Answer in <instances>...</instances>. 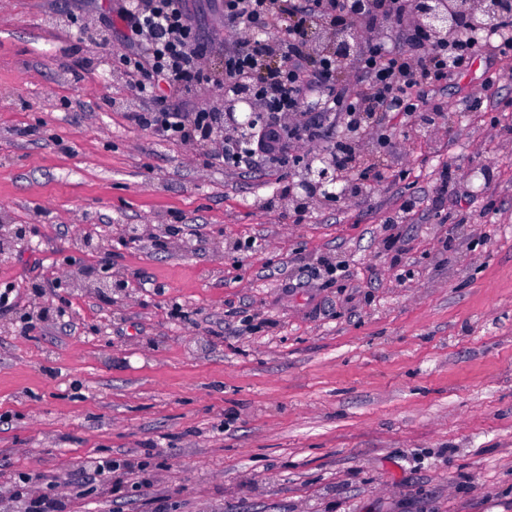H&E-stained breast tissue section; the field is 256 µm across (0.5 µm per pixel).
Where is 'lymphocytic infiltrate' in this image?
<instances>
[{"mask_svg":"<svg viewBox=\"0 0 512 512\" xmlns=\"http://www.w3.org/2000/svg\"><path fill=\"white\" fill-rule=\"evenodd\" d=\"M412 2L224 0V26L240 38L225 48L224 69L216 73L184 0H123L115 15L127 28L131 50L120 62L132 73L130 90L138 98L185 97L214 85L230 97L245 92L254 98L271 123L246 146L225 138L223 151L237 165L273 152L282 136L316 138L320 120L335 114L348 135L329 147L333 167L377 180L384 167L364 158L360 140L384 113L413 112L414 91L448 82L481 59L489 63L481 89L489 91L502 77L494 61L512 57V0H505L497 27L484 30L464 16L440 34L415 23ZM386 23L397 38L390 47L377 36ZM319 25L359 34L353 85L344 84L332 54L311 45L309 31ZM138 120L162 139L194 143L211 139L224 115L202 109L190 119L166 109L140 113Z\"/></svg>","mask_w":512,"mask_h":512,"instance_id":"lymphocytic-infiltrate-1","label":"lymphocytic infiltrate"}]
</instances>
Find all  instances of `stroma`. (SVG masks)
Listing matches in <instances>:
<instances>
[{"label": "stroma", "instance_id": "obj_1", "mask_svg": "<svg viewBox=\"0 0 512 512\" xmlns=\"http://www.w3.org/2000/svg\"><path fill=\"white\" fill-rule=\"evenodd\" d=\"M112 2L0 0V512H512V60L309 197L339 124L247 168L158 139ZM190 8L222 70L237 32Z\"/></svg>", "mask_w": 512, "mask_h": 512}]
</instances>
